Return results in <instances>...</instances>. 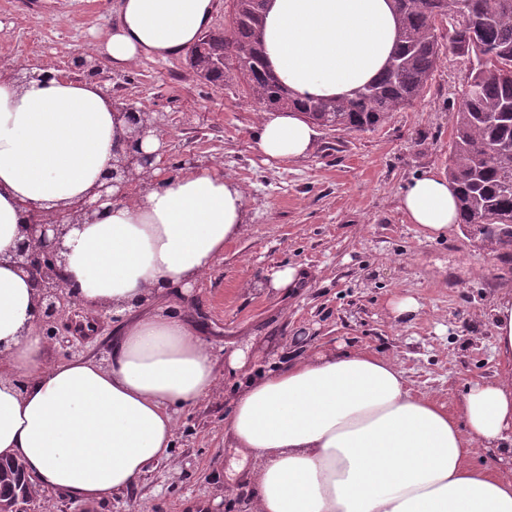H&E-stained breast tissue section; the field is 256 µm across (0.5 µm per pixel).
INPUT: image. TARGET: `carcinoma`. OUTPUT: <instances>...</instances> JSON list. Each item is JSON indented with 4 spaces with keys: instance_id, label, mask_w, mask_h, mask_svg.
Wrapping results in <instances>:
<instances>
[{
    "instance_id": "1",
    "label": "carcinoma",
    "mask_w": 512,
    "mask_h": 512,
    "mask_svg": "<svg viewBox=\"0 0 512 512\" xmlns=\"http://www.w3.org/2000/svg\"><path fill=\"white\" fill-rule=\"evenodd\" d=\"M399 41L378 78L339 100L297 97L266 63L262 30L266 0H231L229 30L203 36L190 67L205 81L238 84L266 109L294 110L313 124L358 132L382 124L418 100L442 55L466 57L471 73L461 102L452 108L448 179L457 191L459 225L503 228L491 239L476 236L505 264H512V0H393ZM448 22L440 32L437 20ZM224 58L221 72L210 69ZM35 485L13 461H0V512L30 505Z\"/></svg>"
}]
</instances>
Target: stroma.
<instances>
[{"label": "stroma", "instance_id": "stroma-1", "mask_svg": "<svg viewBox=\"0 0 512 512\" xmlns=\"http://www.w3.org/2000/svg\"><path fill=\"white\" fill-rule=\"evenodd\" d=\"M117 0H0V69L59 72L80 50L102 41ZM471 65L442 59L421 101L364 132L320 130L313 152L291 163L265 161L253 148L259 106L236 86L206 83L187 55L106 68L114 103L170 115L163 164L179 172L221 165L246 192V236L224 247L211 276L191 292L171 289L158 306L187 317L223 357L252 344L259 375L328 343L397 358L411 387L438 401L462 394L500 367L491 303L512 270L459 232L426 238L406 221L400 197L418 174L447 170L452 139L448 108L459 102ZM306 274L301 293L252 290L273 268ZM412 296L413 318L394 322L391 300ZM87 334L50 341L48 362L84 357L107 362L119 321L78 315ZM183 410L170 460L152 465L132 490L103 498L95 512H244L252 459L224 444V418L235 392Z\"/></svg>", "mask_w": 512, "mask_h": 512}]
</instances>
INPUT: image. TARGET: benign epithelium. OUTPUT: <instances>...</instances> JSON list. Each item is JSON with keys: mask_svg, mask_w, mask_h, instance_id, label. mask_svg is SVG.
Masks as SVG:
<instances>
[{"mask_svg": "<svg viewBox=\"0 0 512 512\" xmlns=\"http://www.w3.org/2000/svg\"><path fill=\"white\" fill-rule=\"evenodd\" d=\"M95 73L102 79L104 63L94 55L82 59V65H68L69 74L76 79L85 77L83 71ZM129 128L130 136L113 149L112 167L103 176L104 185L99 189L100 197L95 202L87 199L76 201L69 207L51 214L35 208L29 210L28 222L21 226L23 239L17 242L13 261L26 273L38 291V324L46 336L58 335V325L66 315H74L79 300L73 295L63 278V241L76 225L91 221L100 205L116 201L126 194L131 175L137 169H149L154 156L144 153L140 141L149 133H160L168 125L166 112H148L133 104L116 106ZM114 192H108V189Z\"/></svg>", "mask_w": 512, "mask_h": 512, "instance_id": "obj_1", "label": "benign epithelium"}]
</instances>
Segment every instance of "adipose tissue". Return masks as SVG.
<instances>
[{"mask_svg":"<svg viewBox=\"0 0 512 512\" xmlns=\"http://www.w3.org/2000/svg\"><path fill=\"white\" fill-rule=\"evenodd\" d=\"M213 0H119L111 33L90 51L126 67L190 48L212 22ZM391 0H269L267 62L295 95L334 99L375 80L392 55ZM128 130L90 79L19 82L0 76V458L42 489L91 508L133 489L169 459L179 410L237 376L224 420L230 447L252 458L249 512H512V287L493 299V380L455 398V412L413 391L395 359L336 344L252 376L248 354H226L158 307L191 288L243 236L245 193L220 168L155 167L134 192L65 237L64 275L87 306H111L125 327L104 364H50L37 327V291L10 262L27 207L53 211L97 199L113 148ZM316 131L294 111L262 112L255 148L291 162ZM429 235L458 227L456 192L429 169L401 196ZM489 450L490 462L476 459Z\"/></svg>","mask_w":512,"mask_h":512,"instance_id":"obj_1","label":"adipose tissue"}]
</instances>
